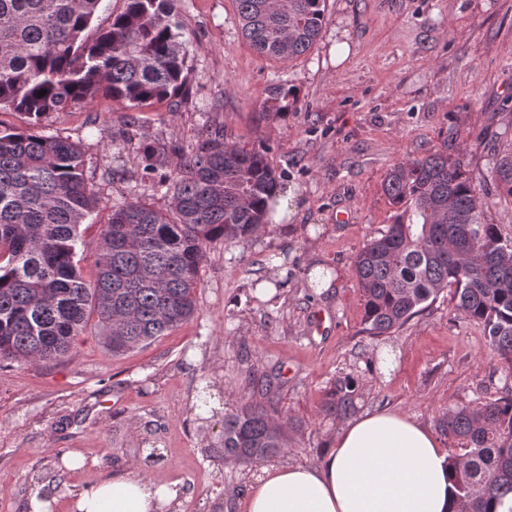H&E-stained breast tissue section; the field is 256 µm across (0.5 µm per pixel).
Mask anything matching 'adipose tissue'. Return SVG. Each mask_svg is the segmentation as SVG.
<instances>
[{
  "mask_svg": "<svg viewBox=\"0 0 512 512\" xmlns=\"http://www.w3.org/2000/svg\"><path fill=\"white\" fill-rule=\"evenodd\" d=\"M447 449L399 412L349 421L319 465L267 464L250 486L245 512H458ZM174 493L141 473L86 485L72 512H162Z\"/></svg>",
  "mask_w": 512,
  "mask_h": 512,
  "instance_id": "adipose-tissue-1",
  "label": "adipose tissue"
}]
</instances>
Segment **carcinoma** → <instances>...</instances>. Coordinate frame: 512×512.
I'll use <instances>...</instances> for the list:
<instances>
[{"mask_svg":"<svg viewBox=\"0 0 512 512\" xmlns=\"http://www.w3.org/2000/svg\"><path fill=\"white\" fill-rule=\"evenodd\" d=\"M102 0H0V106L26 127L0 124V363L65 357L97 319L114 355L166 336L196 311L208 244L251 245L276 205L282 174L261 144L224 142L209 127L191 154L138 137L133 122L112 142H133L130 177L170 192L162 212L142 201L112 204L83 278L80 226L100 204L81 148L36 131L49 112L106 94L128 108L189 95L188 50L173 0H125L91 40ZM243 37L262 55L289 61L307 53L326 22V0H234ZM46 91L39 96L40 91ZM294 89L278 85L263 111L290 112ZM170 167V173L160 169ZM393 222L354 259L372 336L402 327L448 288L462 319L483 325L489 347L512 374V237L485 222L497 196L512 198V143L479 190L448 157V146L387 173ZM330 406L356 410L357 383L339 378ZM465 453L450 458L459 512H495L512 493V394L448 410L439 419ZM288 447V420L272 392L224 415V459L248 466Z\"/></svg>","mask_w":512,"mask_h":512,"instance_id":"obj_1","label":"carcinoma"}]
</instances>
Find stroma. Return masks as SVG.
Returning a JSON list of instances; mask_svg holds the SVG:
<instances>
[{
	"mask_svg": "<svg viewBox=\"0 0 512 512\" xmlns=\"http://www.w3.org/2000/svg\"><path fill=\"white\" fill-rule=\"evenodd\" d=\"M188 42L192 93L177 105L126 108L100 96L46 114L41 131L82 146L102 207L87 218L82 264L99 242L105 209L143 200L166 208L165 188L108 179L137 168L109 143L127 121L142 136L191 150L212 125L227 142L266 144L292 192L288 223L265 225L251 248L211 244L197 311L169 335L115 356L79 337L60 361L0 364V512H25L39 485L56 486L53 512H71L84 486L117 471H146L175 497L164 512H245L256 467L224 459V414L270 381L290 418L278 464L314 466L345 420L328 392L357 382L359 412L395 410L437 429L449 408L497 399L512 374L481 324L460 319L453 290L391 335L366 333L356 254L390 224V168L447 147L482 184L512 140V0H327L317 42L291 62L257 53L241 34L234 0H176ZM297 90L295 111H263L276 85ZM287 255L288 289L257 298ZM326 268L329 289L308 285ZM209 388L221 413L199 405ZM157 458L145 459L148 445ZM80 454L81 468L62 459Z\"/></svg>",
	"mask_w": 512,
	"mask_h": 512,
	"instance_id": "35a3bbf8",
	"label": "stroma"
}]
</instances>
